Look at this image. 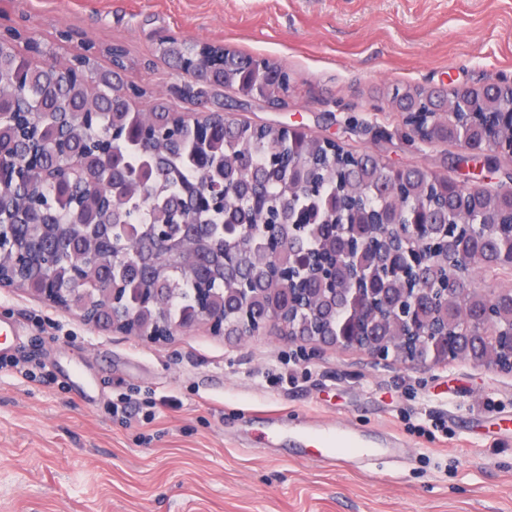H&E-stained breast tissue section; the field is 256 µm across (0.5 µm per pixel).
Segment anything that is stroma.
I'll return each mask as SVG.
<instances>
[{"mask_svg": "<svg viewBox=\"0 0 512 512\" xmlns=\"http://www.w3.org/2000/svg\"><path fill=\"white\" fill-rule=\"evenodd\" d=\"M72 57L122 45L132 107L161 96L184 111L167 38L221 45L279 65L288 105L216 88L198 113L298 126L345 150L457 178V148L410 141L394 88L512 81V0H0V32ZM0 357L36 355L46 376L0 371V512H512V374L459 361L430 367L286 339L200 327L166 342L95 328L0 288ZM131 395L126 419L105 410ZM165 400L160 410L152 401ZM274 426L307 417L401 439L405 461L364 468L292 454ZM446 421L437 436L422 418Z\"/></svg>", "mask_w": 512, "mask_h": 512, "instance_id": "1", "label": "stroma"}]
</instances>
